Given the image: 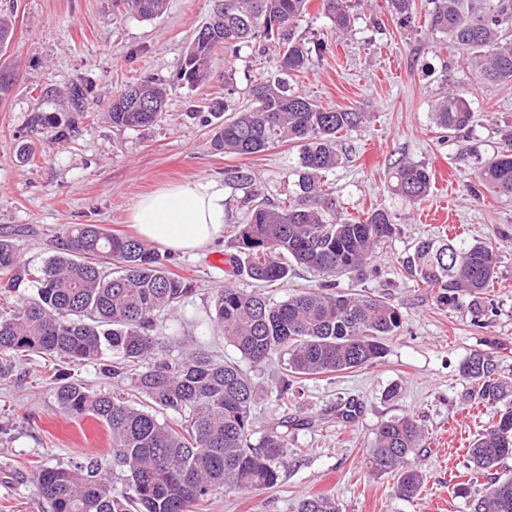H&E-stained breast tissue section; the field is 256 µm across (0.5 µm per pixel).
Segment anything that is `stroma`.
<instances>
[{
  "label": "stroma",
  "mask_w": 512,
  "mask_h": 512,
  "mask_svg": "<svg viewBox=\"0 0 512 512\" xmlns=\"http://www.w3.org/2000/svg\"><path fill=\"white\" fill-rule=\"evenodd\" d=\"M13 1L15 35L0 57V69L13 78L0 100V236L17 239L26 262L36 267L52 255V238L63 225L97 224L130 236V214L142 196L170 183L223 182V237L197 254H174L169 265L197 287L168 322L175 339L165 354L173 357L192 346L239 360L210 320L217 289L227 283L253 287L221 262L232 248L235 225L246 218L243 192L228 183L227 172L250 170L263 197L284 199L294 188L298 151L282 143L250 158L217 152L200 115L216 101H227L233 110L246 105L249 78L277 74L275 52H216L209 80L192 87L177 74L216 0H167L165 12L149 22L113 12L111 0H0V9ZM416 5L412 24L404 26L388 0H359L352 30L339 35L322 0H308L297 33L307 42L325 41L327 50L312 55L293 82L324 106L368 115L361 127L342 133L345 160L326 180L338 214L383 208L399 232L375 259L373 272L361 279L340 276L336 283L345 291L389 298L404 313L405 329L389 341L381 362L304 381L300 397L286 407L270 392L279 365L254 368L263 388L253 408L256 432L287 417L296 421L288 429V470L276 487L217 495L208 512H295L302 497L318 491L334 495L342 512H466L450 477L463 472L465 452L489 415L466 401L459 366L483 350L512 376V199L495 197L477 177L481 159L501 149L503 132L512 127V85H481L457 67L454 53L439 50L425 33L426 0ZM147 76L168 90L161 120L144 128L113 127L106 117L113 93ZM76 83L91 88L77 131L58 143L36 135V114L67 118L68 91ZM448 87L466 92L472 103L476 121L467 133L453 134L433 122L432 105ZM27 140L35 154L25 163L16 152ZM401 160L428 167L432 185L425 200L412 203L390 191L389 173ZM431 235L498 247L494 312L482 325L472 324L466 307L439 305L434 290L401 271L399 259ZM45 366L37 356L20 359L18 379L0 382V512H42L33 465L68 467L86 455L106 454L110 446L102 424L72 418L58 407ZM394 385L399 398L385 400ZM351 399L359 411L345 422L338 410ZM407 413L429 431L412 458L427 480L411 500L398 494L393 478L373 476L364 465L378 425Z\"/></svg>",
  "instance_id": "stroma-1"
}]
</instances>
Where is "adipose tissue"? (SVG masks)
<instances>
[{"mask_svg":"<svg viewBox=\"0 0 512 512\" xmlns=\"http://www.w3.org/2000/svg\"><path fill=\"white\" fill-rule=\"evenodd\" d=\"M227 219L224 186L209 178L164 186L142 197L130 215L142 239L184 254L222 237Z\"/></svg>","mask_w":512,"mask_h":512,"instance_id":"1","label":"adipose tissue"}]
</instances>
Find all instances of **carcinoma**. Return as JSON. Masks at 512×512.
<instances>
[{
	"label": "carcinoma",
	"instance_id": "obj_1",
	"mask_svg": "<svg viewBox=\"0 0 512 512\" xmlns=\"http://www.w3.org/2000/svg\"><path fill=\"white\" fill-rule=\"evenodd\" d=\"M398 19L409 21L416 0H389ZM167 0H112V8L143 20L166 10ZM307 0H223L188 47L180 80L206 81L215 48L233 54L256 44L277 52L279 75L256 77L249 105L214 127L212 146L233 155H257L280 143L298 150L297 190L278 203L251 190L244 170L229 181L245 190L247 221L235 226V251L226 254L232 274L258 284L250 292L232 285L217 291L212 321L224 340L253 365L282 361L276 398L288 404L300 383L322 375L361 369L382 359L389 338L405 328L400 308L381 296L336 290L339 273L365 275L384 244L397 234L392 214L373 208L352 217L334 213L325 190L326 172L343 162L338 134L364 124L367 113L325 107L295 90L323 45L295 36ZM426 25L440 48L458 54L481 83L512 84V0H427ZM337 34L354 20L352 0H323ZM14 36L12 15L0 13V51ZM167 89L152 80L124 86L112 96L108 118L120 128L146 127L164 111ZM434 124L462 133L475 119L470 100L448 89L432 110ZM40 133L59 142L71 125L53 114L37 117ZM490 192L512 197V132L477 172ZM393 193L413 203L426 199L431 173L422 164L400 162L390 176ZM169 256L95 224H67L54 239V254L40 267L24 262L20 244L0 238V290L14 294L0 306V380L14 377L17 359L42 354L68 363H93L103 379L128 382L131 397L93 390L62 369L48 376L58 405L75 418L92 417L111 437L110 456L90 457L70 467L40 466L33 484L44 512H200L220 491L249 493L279 484L288 457V432L273 428L252 442L257 383L235 361L200 350L162 354L168 313L196 292L193 280L168 269ZM500 258L490 242L425 238L400 261L414 280L438 289L437 301L458 306L469 299L471 321L488 315L487 288L497 280ZM322 276L283 301L260 289L288 282L292 265ZM468 397L491 409L488 426L466 449V469L490 472L512 458V377L501 375L490 353L475 350L460 365ZM173 412L168 423L158 415ZM425 438L409 414L379 424L367 449L375 476H391L412 499L425 474L410 463ZM126 474L117 492L110 468ZM468 512H512V477L499 476L477 491L453 484ZM296 512H341L335 497H304Z\"/></svg>",
	"mask_w": 512,
	"mask_h": 512
}]
</instances>
